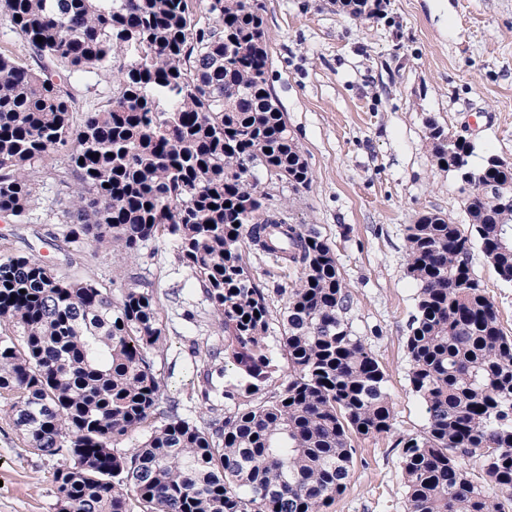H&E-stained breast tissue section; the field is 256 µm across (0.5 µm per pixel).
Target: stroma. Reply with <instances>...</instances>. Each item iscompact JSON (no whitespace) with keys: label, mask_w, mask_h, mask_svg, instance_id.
<instances>
[{"label":"stroma","mask_w":512,"mask_h":512,"mask_svg":"<svg viewBox=\"0 0 512 512\" xmlns=\"http://www.w3.org/2000/svg\"><path fill=\"white\" fill-rule=\"evenodd\" d=\"M270 58L267 79L288 128L312 173L309 188L272 185L273 203L291 224L328 239L352 295L353 333L370 347L387 374L393 429L355 439L347 487L330 512H405V487L396 438L420 433L425 413L411 392L405 347L418 287L406 273V227L422 211L466 221L461 181L433 156L428 121L469 138L479 166L495 154L512 162V0H388L384 15L355 20L336 0H262ZM73 187L39 177L33 217L0 218V245L17 255L61 261L54 247L62 225L55 215ZM74 272L110 283L154 288L162 303L167 345L156 360L164 395L186 417L209 420L224 412L232 379L223 360L206 356L220 343L218 324L199 284L176 258L166 237L117 264L113 252L69 244ZM249 272L271 300L266 341L279 350L285 296L279 285L292 268L245 250ZM474 276L495 302L512 335V286L502 283L480 249ZM56 458L26 445L0 413V512H56Z\"/></svg>","instance_id":"35a3bbf8"}]
</instances>
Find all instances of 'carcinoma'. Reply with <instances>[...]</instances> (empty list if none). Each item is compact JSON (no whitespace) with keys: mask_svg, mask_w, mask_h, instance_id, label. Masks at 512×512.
Masks as SVG:
<instances>
[{"mask_svg":"<svg viewBox=\"0 0 512 512\" xmlns=\"http://www.w3.org/2000/svg\"><path fill=\"white\" fill-rule=\"evenodd\" d=\"M372 16L371 0H336ZM261 0H0L32 67L0 48V214L22 222L33 175L74 181L66 240L120 259L169 236L201 286L235 370L224 417L197 423L163 404L157 293L115 295L91 276L0 253V412L59 459L57 512H328L356 438L392 430L384 368L353 334L352 300L327 239L289 224L256 172L297 192L311 176L268 84ZM43 41H37V38ZM112 71V97L74 111V84ZM436 164L482 175L468 227L424 211L406 228L419 285L406 350L426 424L396 439L407 512H512V336L473 275L479 246L512 285V164L428 123ZM84 163H79V160ZM109 187H104V184ZM213 226L208 227L206 223ZM294 267L280 356L272 308L242 247ZM143 430L133 448L120 444ZM484 460V481L465 459Z\"/></svg>","mask_w":512,"mask_h":512,"instance_id":"1","label":"carcinoma"}]
</instances>
